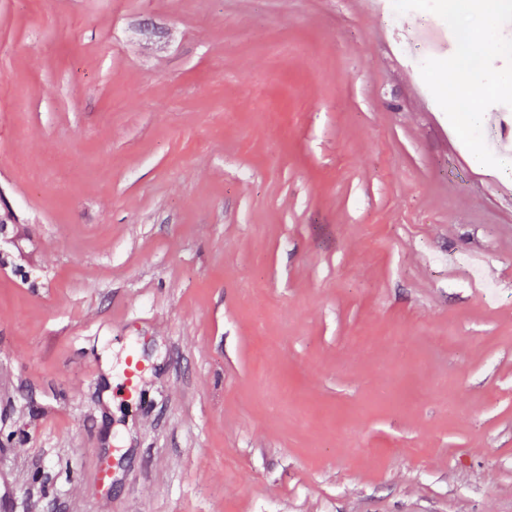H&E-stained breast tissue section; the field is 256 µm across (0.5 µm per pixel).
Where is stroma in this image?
Masks as SVG:
<instances>
[{
    "instance_id": "stroma-1",
    "label": "stroma",
    "mask_w": 512,
    "mask_h": 512,
    "mask_svg": "<svg viewBox=\"0 0 512 512\" xmlns=\"http://www.w3.org/2000/svg\"><path fill=\"white\" fill-rule=\"evenodd\" d=\"M424 17L0 0V512H512V154ZM442 37V33L434 29L429 24L422 26L414 36V43L419 46L420 51L417 53L412 63L420 69V64L426 59L429 52L437 45Z\"/></svg>"
}]
</instances>
